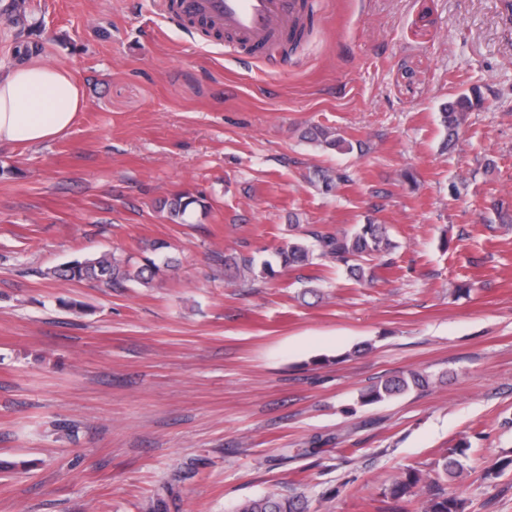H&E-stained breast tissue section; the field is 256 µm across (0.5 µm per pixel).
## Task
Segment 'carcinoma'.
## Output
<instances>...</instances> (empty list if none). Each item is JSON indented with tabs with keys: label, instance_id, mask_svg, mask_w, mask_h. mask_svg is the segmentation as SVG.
<instances>
[{
	"label": "carcinoma",
	"instance_id": "carcinoma-1",
	"mask_svg": "<svg viewBox=\"0 0 512 512\" xmlns=\"http://www.w3.org/2000/svg\"><path fill=\"white\" fill-rule=\"evenodd\" d=\"M482 103L480 94L473 89L459 94L442 106L440 122L447 133L448 142L452 143L458 139L460 128L467 120L469 112L479 108ZM303 138L312 144L324 146L338 153H350L354 150L352 141L321 126L309 128L305 131ZM346 181H348L346 174L330 169H317L310 177V183L320 187L326 193L333 191L339 184ZM196 203L198 199L186 193H177L165 199L162 208L167 210L171 220L182 221ZM309 237L314 240V244L310 245L304 238L296 237L279 249L277 258L281 267L311 265L315 259H324L347 265L350 276L361 280L365 275L362 262L388 255L397 248V243L390 237L386 225L373 221L358 224L349 233L333 235L312 231ZM224 265L236 268L241 266L252 274L259 273V277L263 279L273 278L276 275L271 262H263L260 270L257 271L253 267L252 259L244 255L226 257ZM177 268V260L171 257L158 261L153 257L145 256L141 264L134 267L111 253H103L93 258L66 262L51 271V276L64 282L92 280L112 288L127 281L148 284L166 273H174ZM429 385V376L418 371H410L405 376L385 379L372 385L361 393L360 404L363 406L376 404L412 388L423 389ZM467 448L468 444L461 442L441 455L434 462L433 471L436 474L434 479L420 469L404 470L389 487L385 488L383 496L400 501L416 495V492L425 488L428 496L424 512H464V502L458 496L448 494L443 483L460 476L461 457L465 456ZM237 512H308V503L300 493L286 496L271 492L242 502Z\"/></svg>",
	"mask_w": 512,
	"mask_h": 512
}]
</instances>
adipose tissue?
<instances>
[{
	"label": "adipose tissue",
	"mask_w": 512,
	"mask_h": 512,
	"mask_svg": "<svg viewBox=\"0 0 512 512\" xmlns=\"http://www.w3.org/2000/svg\"><path fill=\"white\" fill-rule=\"evenodd\" d=\"M85 107V92L68 68L38 61L17 65L0 76V145L54 140Z\"/></svg>",
	"instance_id": "obj_1"
}]
</instances>
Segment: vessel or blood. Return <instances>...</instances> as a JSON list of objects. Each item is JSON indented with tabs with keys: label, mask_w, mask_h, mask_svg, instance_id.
Returning a JSON list of instances; mask_svg holds the SVG:
<instances>
[{
	"label": "vessel or blood",
	"mask_w": 512,
	"mask_h": 512,
	"mask_svg": "<svg viewBox=\"0 0 512 512\" xmlns=\"http://www.w3.org/2000/svg\"><path fill=\"white\" fill-rule=\"evenodd\" d=\"M315 0H165L168 16L202 21L213 31L230 35L232 46L263 51L284 42L296 30Z\"/></svg>",
	"instance_id": "1"
}]
</instances>
